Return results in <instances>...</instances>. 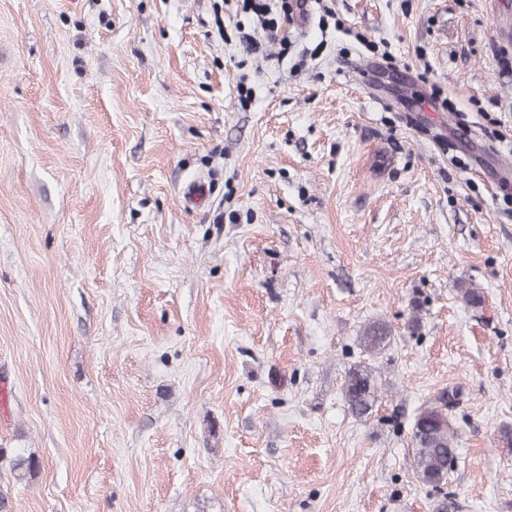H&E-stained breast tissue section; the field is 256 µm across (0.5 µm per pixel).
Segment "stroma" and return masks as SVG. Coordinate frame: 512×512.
<instances>
[{
	"mask_svg": "<svg viewBox=\"0 0 512 512\" xmlns=\"http://www.w3.org/2000/svg\"><path fill=\"white\" fill-rule=\"evenodd\" d=\"M511 21L322 0L249 55L237 0H0V512H512ZM391 337V330L385 323L374 322L366 328L364 335L361 336V343L370 355H374L388 346ZM374 368L369 365L351 370L343 385L344 400L355 417H363L373 408L378 393ZM453 395L438 394L430 406L415 419L411 430L416 475L423 485L439 488L456 462L454 442L457 433L448 419Z\"/></svg>",
	"mask_w": 512,
	"mask_h": 512,
	"instance_id": "obj_1",
	"label": "stroma"
}]
</instances>
